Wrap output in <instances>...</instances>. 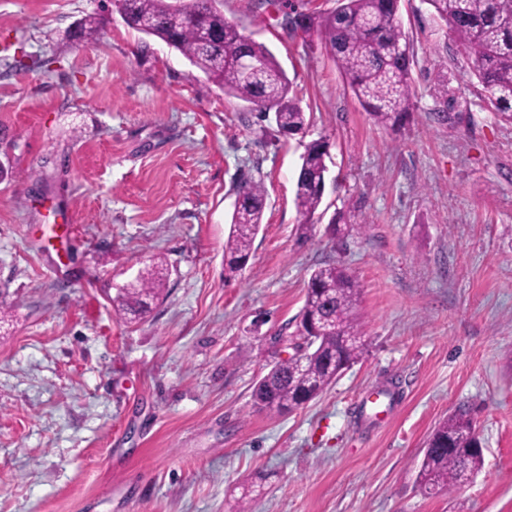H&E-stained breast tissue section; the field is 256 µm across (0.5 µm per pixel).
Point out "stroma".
I'll use <instances>...</instances> for the list:
<instances>
[{
	"label": "stroma",
	"instance_id": "stroma-1",
	"mask_svg": "<svg viewBox=\"0 0 512 512\" xmlns=\"http://www.w3.org/2000/svg\"><path fill=\"white\" fill-rule=\"evenodd\" d=\"M335 6L223 0L293 82L308 125L285 136L113 0H0V512H235L244 495L249 512H512V123L426 0H401L413 110L375 124L324 46L282 24ZM89 15L98 35L77 39ZM320 138L304 234L296 174ZM250 177L263 224L228 281ZM157 257L165 296L127 320L113 300ZM326 262L359 285L367 352L303 408L257 411ZM390 382L385 422L361 419ZM458 409L483 466L427 494L426 441ZM328 145L316 140L305 146L296 177L295 204L300 216L299 227L307 233L314 224L315 215L322 204L327 167L325 157ZM236 196L230 231L224 241L226 278L240 274L246 260L250 258L265 209V188L261 181L240 182L236 186Z\"/></svg>",
	"mask_w": 512,
	"mask_h": 512
}]
</instances>
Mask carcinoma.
<instances>
[{
	"mask_svg": "<svg viewBox=\"0 0 512 512\" xmlns=\"http://www.w3.org/2000/svg\"><path fill=\"white\" fill-rule=\"evenodd\" d=\"M120 16L131 29L154 36L175 48L224 94L260 108L272 117L281 134L294 135L306 126V115L272 50L224 18L222 0H182L180 26L170 23V0H123ZM335 9L300 16L301 38L319 39L328 50L354 97L382 126L395 125L413 108L412 49L399 19L401 0H336ZM463 46L489 104L512 119V0H427ZM328 145L322 140L305 146L296 177L295 204L299 227L314 224L322 204ZM236 203L224 241V275L240 274L250 258L263 221L265 188L260 181L236 186ZM167 278L163 263L142 273L124 289L118 310L140 316L158 301ZM359 288L340 265L313 270L300 314L292 353L272 368L270 379L253 388L254 407L281 414L294 411L325 391L366 350L355 324ZM475 425L458 409L438 423L430 435L419 471L427 491L462 485L481 468Z\"/></svg>",
	"mask_w": 512,
	"mask_h": 512,
	"instance_id": "cac0c4a2",
	"label": "carcinoma"
}]
</instances>
